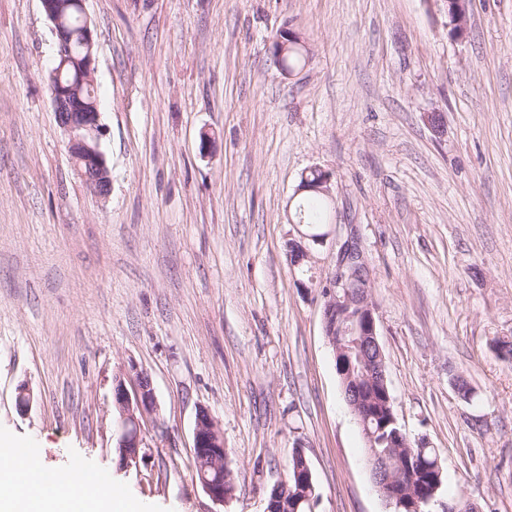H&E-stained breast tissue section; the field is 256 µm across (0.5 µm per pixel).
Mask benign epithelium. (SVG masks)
I'll use <instances>...</instances> for the list:
<instances>
[{
  "label": "benign epithelium",
  "instance_id": "benign-epithelium-1",
  "mask_svg": "<svg viewBox=\"0 0 512 512\" xmlns=\"http://www.w3.org/2000/svg\"><path fill=\"white\" fill-rule=\"evenodd\" d=\"M43 11L52 24L57 36L59 54H70V42L66 28L54 9L53 0H41ZM468 0H448V16L457 38L466 33ZM83 44L86 55L83 60L84 80L94 82L95 57L93 54V32L87 15H82ZM52 102L56 112L60 113L59 123L68 137V151L74 170L84 184L97 196L105 197L110 191V175L105 157L100 149V140L104 127L100 123V112H84L72 106L70 96L73 89L61 80V69H52ZM328 234L308 235L298 233L289 239L288 256L292 257V266L299 265L296 255L307 261L312 260V250L305 241L310 240L318 246L326 244ZM335 256L328 274L320 279L327 288L324 295L322 315L324 333L332 344L335 357L345 351L336 335H356L358 340L373 346L379 345L378 306L369 292L353 294L350 288L359 277L358 261L366 260L356 225H349L346 235L334 242ZM362 378L369 384H377L387 389L386 367L378 361L367 362L362 368ZM137 388L129 394L124 378H115L114 403L118 413L119 436L117 448L122 459L133 461L138 458L142 439L141 421L151 418L158 412L154 388L148 375H136ZM193 454L197 468L201 473V488L217 504H224V437L209 412L198 410L194 426Z\"/></svg>",
  "mask_w": 512,
  "mask_h": 512
}]
</instances>
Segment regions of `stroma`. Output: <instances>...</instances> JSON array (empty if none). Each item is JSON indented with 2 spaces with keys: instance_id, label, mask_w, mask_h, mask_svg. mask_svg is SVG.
I'll list each match as a JSON object with an SVG mask.
<instances>
[{
  "instance_id": "1",
  "label": "stroma",
  "mask_w": 512,
  "mask_h": 512,
  "mask_svg": "<svg viewBox=\"0 0 512 512\" xmlns=\"http://www.w3.org/2000/svg\"><path fill=\"white\" fill-rule=\"evenodd\" d=\"M111 185L74 175L40 0H0V435L103 473L136 512H265L302 450L315 512H391L286 243L302 173L322 233L358 225L394 410L437 449L443 499L512 512V0H85ZM308 49L285 76L271 41ZM442 116L433 129L427 115ZM159 406L116 449L113 380ZM474 387L461 400L449 383ZM33 403L15 405L19 386ZM232 453L215 505L199 408ZM322 170L318 169V168H312L305 175H302L300 183L302 181H305V178L308 180L309 183H315V182L320 181L322 178L323 179L314 187H306L305 185L298 187L297 188L298 194L302 193V192H306L308 194H311L314 198L319 199V200L322 199V197H324L325 195L328 196L330 194L329 185L331 183L332 175L330 172L323 170L325 172V176H324V173ZM309 191H314V192H309ZM316 192L322 193L324 195L316 193ZM211 424L207 429L203 422ZM204 432H208L204 435ZM193 454L198 481L203 491L216 504L224 505V486L235 489L232 459L224 457V437L209 412L200 408L196 414L193 438ZM212 473L211 478L208 477Z\"/></svg>"
}]
</instances>
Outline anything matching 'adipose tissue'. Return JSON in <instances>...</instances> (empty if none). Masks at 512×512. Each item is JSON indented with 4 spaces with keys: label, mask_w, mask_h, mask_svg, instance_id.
<instances>
[{
    "label": "adipose tissue",
    "mask_w": 512,
    "mask_h": 512,
    "mask_svg": "<svg viewBox=\"0 0 512 512\" xmlns=\"http://www.w3.org/2000/svg\"><path fill=\"white\" fill-rule=\"evenodd\" d=\"M0 512H114L120 498L113 488H94L80 474L41 466L31 453L0 451Z\"/></svg>",
    "instance_id": "1"
}]
</instances>
